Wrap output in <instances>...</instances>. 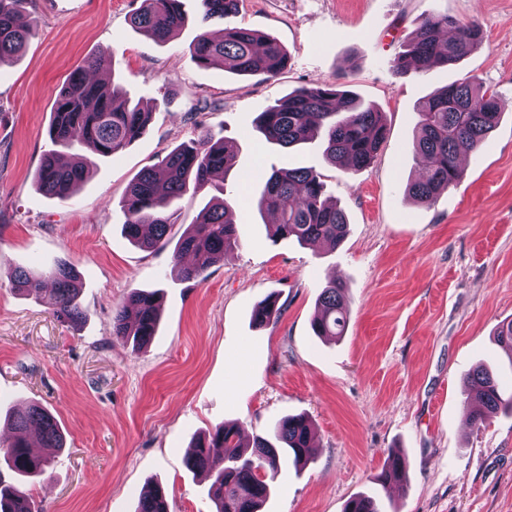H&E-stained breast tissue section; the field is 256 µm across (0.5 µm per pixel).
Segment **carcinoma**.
I'll return each instance as SVG.
<instances>
[{
  "label": "carcinoma",
  "mask_w": 512,
  "mask_h": 512,
  "mask_svg": "<svg viewBox=\"0 0 512 512\" xmlns=\"http://www.w3.org/2000/svg\"><path fill=\"white\" fill-rule=\"evenodd\" d=\"M199 25L192 55L204 68H220L240 76H262L273 80L288 65L285 49L273 38L257 31L231 25L227 19L239 12L241 0H199ZM29 0H0V65L13 60L23 50L32 26L19 23ZM185 21L182 0H141L131 17L132 24L157 43L167 42L171 33ZM224 22V32L214 38L208 27ZM482 44L477 23H459L446 15L426 16L404 49L394 60L399 72L428 71L436 66L454 65ZM108 61L90 57L58 94L48 134L59 147L72 149L88 145L103 157L117 153L144 134L151 112L132 102L126 90L112 84L87 79L89 70L103 69ZM500 108L497 95L475 78H466L433 93L418 112L414 151L426 158V166L407 184V192L429 204L444 190L458 184L463 169L458 164L459 147L479 150L497 126ZM257 129L272 144L290 147L321 139L326 157L349 169L370 164L386 137L382 113L364 106L349 90L335 84H313L297 88L260 113ZM235 158L228 140L204 134L190 145H179L157 166L141 170L129 183L121 201L123 228L128 239L143 249L168 243L170 228L180 214L173 202L190 188L226 174ZM91 160L73 154L68 164L59 162L57 151L43 154L37 173L39 190L67 201L81 182ZM322 174L312 168L273 170L264 177L257 200L259 210L275 212L279 222L272 225V236L308 244L328 240L340 244L347 229L344 211L325 199ZM239 243L233 206L223 199L207 205L190 224L173 252L176 268L185 280H195ZM53 282L50 304L56 317L71 325L82 318L78 302V274L70 264H58L36 274L22 267L9 271L14 290L33 293L44 279ZM348 288L332 282L323 289L312 321L318 336L343 335L348 324ZM282 309L266 299L258 304L252 321L257 325L274 322ZM160 307L153 293L134 291L112 310L110 332L124 343L140 349L156 335ZM465 401L471 407V421L482 425L499 410L512 412V393L506 394L500 379L484 365L466 374ZM10 428L13 438L0 448L10 469L19 478L46 472L56 454L64 448V436L52 414L38 404L14 412ZM312 426L302 415L278 420L272 439L257 436L251 447L242 444L233 424H222L198 439L186 457L193 473H204L211 480L209 494L215 512H261L269 498L281 463L298 466L310 458ZM405 473V458L396 452L377 478L385 488L387 474ZM0 512H39L32 495L20 483L0 478ZM136 512H169L166 490L159 484L145 488L138 497ZM344 512H379L371 495H357Z\"/></svg>",
  "instance_id": "carcinoma-1"
}]
</instances>
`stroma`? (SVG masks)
Wrapping results in <instances>:
<instances>
[{
	"mask_svg": "<svg viewBox=\"0 0 512 512\" xmlns=\"http://www.w3.org/2000/svg\"><path fill=\"white\" fill-rule=\"evenodd\" d=\"M141 0H32L23 55L0 67V440L11 410L38 403L66 437L63 452L25 487L43 512H135L161 484L170 512H214L210 481L190 472L193 440L236 424L244 440L289 414L313 423L312 460L283 466L263 512H343L359 494L382 512H512V415L473 426L465 373L492 366L512 384V354L495 338L512 321V0H242L233 24L276 39L289 54L276 80L203 68L191 54L198 0L166 43L131 22ZM477 21L480 48L453 67L400 73L394 58L428 13ZM92 56L152 112L146 133L94 156L65 202L37 187L59 90ZM476 77L499 95L501 118L470 153L458 185L433 204L405 191L421 102ZM311 83L345 85L383 114L371 165L330 164L315 141L263 142L255 123L275 99ZM226 137L236 161L223 189L177 200L179 240L217 195L241 196L240 241L202 278L173 269L171 246L144 251L123 232L120 201L143 168L203 131ZM313 167L349 222L339 246L269 235L256 195L274 168ZM67 262L80 275L83 319H56L45 298L13 290L8 268ZM349 288L344 336H315L311 319L329 282ZM158 294L161 319L141 350L114 339L113 306L132 291ZM273 297L281 317L252 322ZM403 452L399 488L375 478Z\"/></svg>",
	"mask_w": 512,
	"mask_h": 512,
	"instance_id": "35a3bbf8",
	"label": "stroma"
}]
</instances>
